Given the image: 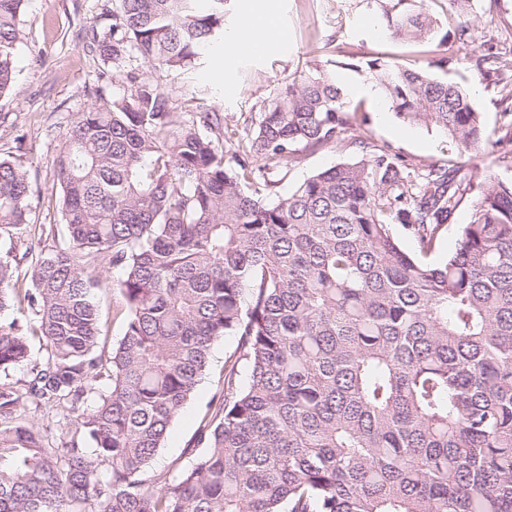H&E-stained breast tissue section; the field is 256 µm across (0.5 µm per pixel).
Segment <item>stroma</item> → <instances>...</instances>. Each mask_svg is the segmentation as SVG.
Returning <instances> with one entry per match:
<instances>
[{"instance_id":"obj_1","label":"stroma","mask_w":512,"mask_h":512,"mask_svg":"<svg viewBox=\"0 0 512 512\" xmlns=\"http://www.w3.org/2000/svg\"><path fill=\"white\" fill-rule=\"evenodd\" d=\"M100 4L101 0H26L20 16L24 37L14 57L15 84L0 95V157H15L28 170L34 187L31 217L37 225L61 221L53 161L76 113L95 101L102 63L86 51L84 42L89 26L99 18ZM278 8L288 31L285 45L248 59L225 58L219 48L187 73L158 69L153 80L173 97L222 112L225 125L242 139L263 100L289 79L314 63L336 70L350 109L367 117L366 142L389 147L409 168L454 164L470 175L471 184L444 224L432 255L433 260H443L454 250L461 225L469 223L471 204L485 178L512 179V161L504 159L502 148L494 144L505 108L500 74L487 75L475 66L478 56H495L502 74H512V0H474L478 22L469 42L459 40L460 19L448 0L427 3L439 22L440 53L449 59L442 74L469 95L491 139L477 152L461 151L438 129L402 123L385 98L363 93V86L373 80L369 60L428 64L420 45L386 34L373 0H278ZM360 155V147L344 141L306 155L301 163L271 169L269 177L276 182L272 194H288L317 171ZM235 344L231 336L215 343L207 375L172 424L153 462L154 472L164 473L191 460L199 420L222 386L224 359Z\"/></svg>"}]
</instances>
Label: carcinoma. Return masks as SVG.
Listing matches in <instances>:
<instances>
[{
	"label": "carcinoma",
	"mask_w": 512,
	"mask_h": 512,
	"mask_svg": "<svg viewBox=\"0 0 512 512\" xmlns=\"http://www.w3.org/2000/svg\"><path fill=\"white\" fill-rule=\"evenodd\" d=\"M199 2L103 6L87 44L104 66L95 102L54 158L62 224L39 225L26 283L13 249L0 252V313L30 317L28 334L0 320V512H512V180L487 179L437 263L471 181L459 166L404 169L360 139L359 158L266 201L267 171L344 140L354 112L336 76L310 67L228 155L219 112L183 110L135 66L178 71L204 54L224 0ZM374 2L391 38L432 43L424 0ZM23 3L0 0V94ZM367 66L405 123L464 150L487 142L456 83ZM112 78L127 90L109 94ZM33 193L23 165L0 158L1 235L30 227ZM101 288L123 320L111 346ZM226 336L236 347L200 452L172 476L150 472ZM43 408L56 419L40 425Z\"/></svg>",
	"instance_id": "carcinoma-1"
}]
</instances>
